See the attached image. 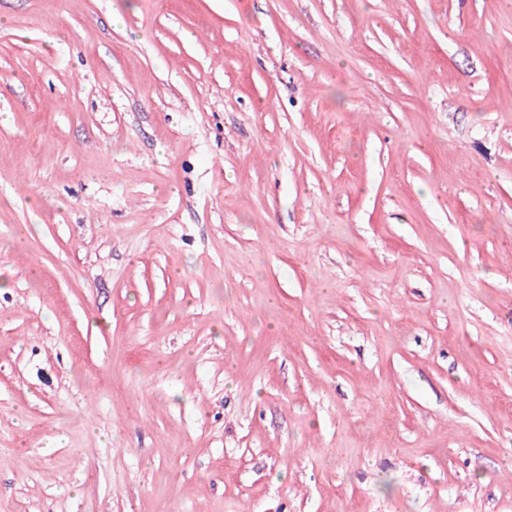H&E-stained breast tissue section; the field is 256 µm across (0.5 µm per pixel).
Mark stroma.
<instances>
[{
	"label": "stroma",
	"mask_w": 512,
	"mask_h": 512,
	"mask_svg": "<svg viewBox=\"0 0 512 512\" xmlns=\"http://www.w3.org/2000/svg\"><path fill=\"white\" fill-rule=\"evenodd\" d=\"M512 0H0V512H512Z\"/></svg>",
	"instance_id": "obj_1"
}]
</instances>
